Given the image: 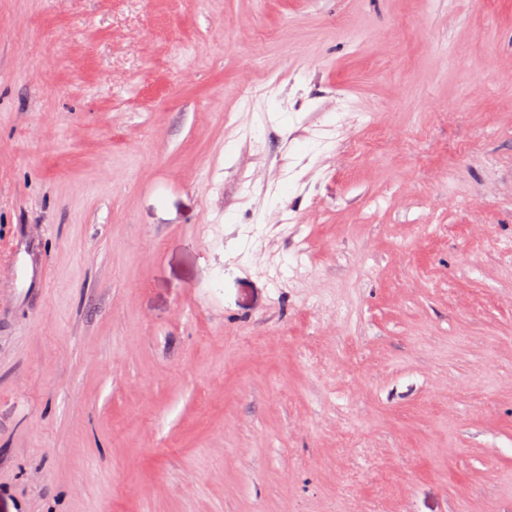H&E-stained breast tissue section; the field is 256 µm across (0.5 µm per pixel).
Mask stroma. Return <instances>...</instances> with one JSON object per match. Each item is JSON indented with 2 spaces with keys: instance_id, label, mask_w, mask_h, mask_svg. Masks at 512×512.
I'll return each instance as SVG.
<instances>
[{
  "instance_id": "35a3bbf8",
  "label": "stroma",
  "mask_w": 512,
  "mask_h": 512,
  "mask_svg": "<svg viewBox=\"0 0 512 512\" xmlns=\"http://www.w3.org/2000/svg\"><path fill=\"white\" fill-rule=\"evenodd\" d=\"M0 512H512V0H0Z\"/></svg>"
}]
</instances>
